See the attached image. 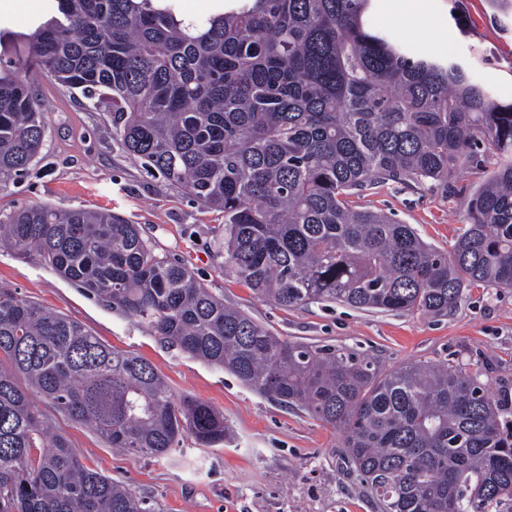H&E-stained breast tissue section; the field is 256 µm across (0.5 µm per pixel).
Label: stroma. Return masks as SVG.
<instances>
[{"label":"stroma","instance_id":"1","mask_svg":"<svg viewBox=\"0 0 512 512\" xmlns=\"http://www.w3.org/2000/svg\"><path fill=\"white\" fill-rule=\"evenodd\" d=\"M53 2L33 0L21 13L0 9V59L25 60L28 38L50 17ZM433 7L438 25L387 23L383 29L412 54L459 62L474 82L512 101V12L496 11L490 0H434ZM35 89L47 116L44 145L29 174L0 189L1 216L35 203L111 213L140 225L157 253L182 261L213 294L281 338L353 351L383 372L414 362L452 363L495 398L512 400V289L470 285L443 317L339 302L280 307L264 301L224 272L217 253L222 213L148 173L122 148L107 108L42 75ZM496 164V156L482 150L450 185L388 184L350 196L349 204L394 213L422 241L448 252L468 222L473 191ZM0 286L81 323L104 345L151 364L175 395L223 414V444L206 447L187 434L170 458L156 460L113 450L93 429L35 398L39 414L85 466L123 482L161 512H379L341 460L342 429L167 347L137 319L89 298L35 254L0 249Z\"/></svg>","mask_w":512,"mask_h":512}]
</instances>
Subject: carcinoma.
Masks as SVG:
<instances>
[{
  "label": "carcinoma",
  "mask_w": 512,
  "mask_h": 512,
  "mask_svg": "<svg viewBox=\"0 0 512 512\" xmlns=\"http://www.w3.org/2000/svg\"><path fill=\"white\" fill-rule=\"evenodd\" d=\"M371 2L225 0L187 21L174 0H57L28 50L44 76L112 104L122 147L150 173L224 213V269L258 297L446 316L469 284L512 288V101L374 29ZM45 132L29 69L1 67L0 187L29 173ZM481 149L500 162L449 253L345 201L390 182L446 186ZM2 246L343 429L342 459L380 512H512V423L461 368L379 375L353 353L285 340L110 213L24 207L0 218ZM19 375L127 454L167 459L186 432L224 443L220 412L0 287V512H151L48 434Z\"/></svg>",
  "instance_id": "carcinoma-1"
}]
</instances>
